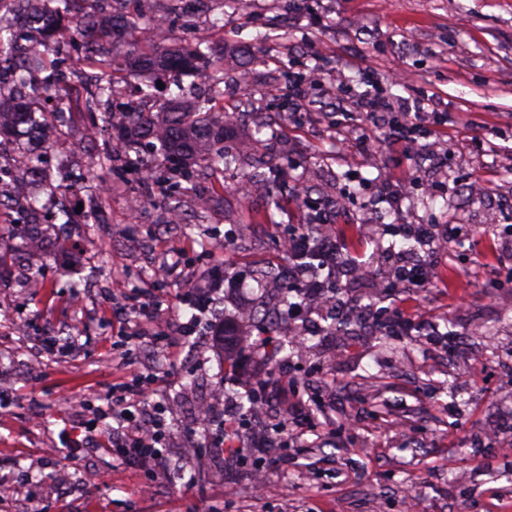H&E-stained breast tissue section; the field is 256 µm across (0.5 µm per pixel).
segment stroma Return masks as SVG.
I'll return each instance as SVG.
<instances>
[{
  "label": "stroma",
  "mask_w": 512,
  "mask_h": 512,
  "mask_svg": "<svg viewBox=\"0 0 512 512\" xmlns=\"http://www.w3.org/2000/svg\"><path fill=\"white\" fill-rule=\"evenodd\" d=\"M174 35L207 41L223 63L224 152L239 162L172 187L186 231L171 233L167 196L140 195L142 170L119 177L91 167L90 123L66 99L40 163L71 222L49 229L48 251L0 267V383L15 394L0 411V482L11 488L0 512H406L411 498L418 512H512V310L501 309L512 287L493 285L512 268V0H208L148 41L161 47ZM316 67L319 83L295 101L293 86ZM175 82L199 98L202 74L143 70L115 105H137L145 85L166 100ZM366 89L397 105L428 97L451 120H423L421 151L362 145L370 125L356 101ZM260 118L271 123L263 142ZM76 169L86 173L77 186ZM387 180L417 184L400 210L377 201ZM89 201L91 239L77 209ZM319 213L343 246L340 307L262 325L256 311L283 299L281 280L263 273L292 265L282 235ZM431 223L471 229L455 252L410 253L444 285L382 292L376 279L393 266L385 249L398 225ZM168 250L179 269L158 291L164 322L185 283L214 259L228 264L200 338L171 364L152 344L130 351L117 341L136 289L150 287L146 273ZM357 254L369 279L350 273ZM398 309L411 329L385 335L377 319ZM336 316L347 317L348 333L329 328ZM229 321L244 339L234 353L215 341ZM53 336L80 345L51 355L44 341ZM137 371L158 373L166 409L154 472L104 448H65L63 433L84 420L69 396L106 403ZM269 372L294 379L288 396L270 395L258 419L231 401L225 409L244 418L246 444L291 419L288 445L229 461L196 428L193 408L216 386L233 395Z\"/></svg>",
  "instance_id": "1"
}]
</instances>
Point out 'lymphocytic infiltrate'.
Returning a JSON list of instances; mask_svg holds the SVG:
<instances>
[{"instance_id": "f902f5d3", "label": "lymphocytic infiltrate", "mask_w": 512, "mask_h": 512, "mask_svg": "<svg viewBox=\"0 0 512 512\" xmlns=\"http://www.w3.org/2000/svg\"><path fill=\"white\" fill-rule=\"evenodd\" d=\"M372 127L386 133L389 148H413L417 143V113L396 110L389 97L375 92L362 93L358 98ZM285 251L293 262L286 289L301 299L318 296L332 297L335 286L326 271L336 261L338 246L329 237H315L309 231L289 234ZM224 286V266L215 264L201 281L178 298L177 317L170 331L157 330L155 322L161 307L153 295L138 299L133 309V323L125 337L130 348L144 343H162L165 360L174 361L180 349L197 336L204 315L214 294ZM155 377L135 376L130 383L112 391V401L96 410L84 427L85 439L93 446L116 452L122 463L142 471L153 470L165 445L168 425L159 405L147 404L144 395Z\"/></svg>"}]
</instances>
